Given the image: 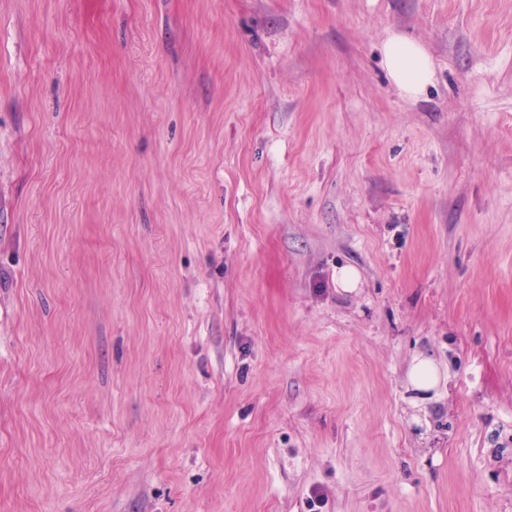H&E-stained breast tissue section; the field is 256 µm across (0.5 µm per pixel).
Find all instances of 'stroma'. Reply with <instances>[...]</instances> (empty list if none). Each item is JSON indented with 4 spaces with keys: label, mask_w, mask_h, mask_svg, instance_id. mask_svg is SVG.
<instances>
[{
    "label": "stroma",
    "mask_w": 512,
    "mask_h": 512,
    "mask_svg": "<svg viewBox=\"0 0 512 512\" xmlns=\"http://www.w3.org/2000/svg\"><path fill=\"white\" fill-rule=\"evenodd\" d=\"M0 512H512V0H0ZM384 62L395 85L408 96H417L432 81L433 65L415 41L393 34L384 43Z\"/></svg>",
    "instance_id": "stroma-1"
}]
</instances>
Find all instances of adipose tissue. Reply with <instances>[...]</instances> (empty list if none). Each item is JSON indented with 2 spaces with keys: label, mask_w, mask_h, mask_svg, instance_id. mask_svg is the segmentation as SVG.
I'll list each match as a JSON object with an SVG mask.
<instances>
[{
  "label": "adipose tissue",
  "mask_w": 512,
  "mask_h": 512,
  "mask_svg": "<svg viewBox=\"0 0 512 512\" xmlns=\"http://www.w3.org/2000/svg\"><path fill=\"white\" fill-rule=\"evenodd\" d=\"M383 52L386 69L404 94L419 95L431 82V59L415 41L398 34L391 35L384 43Z\"/></svg>",
  "instance_id": "obj_1"
}]
</instances>
